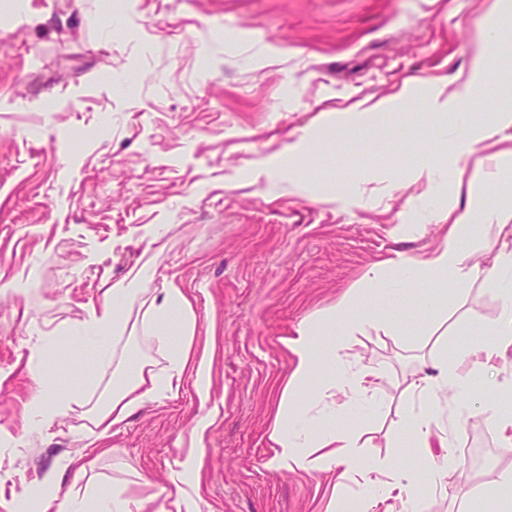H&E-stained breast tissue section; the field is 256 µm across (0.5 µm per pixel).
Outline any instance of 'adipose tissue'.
<instances>
[{
	"mask_svg": "<svg viewBox=\"0 0 512 512\" xmlns=\"http://www.w3.org/2000/svg\"><path fill=\"white\" fill-rule=\"evenodd\" d=\"M495 67L487 53L478 54L472 61L466 78L451 94L435 90L427 100L432 114L451 115L448 127L435 142L431 159L421 161L414 170L416 179H423L437 189H445L449 179H462L467 162L476 145L499 146V153L487 156L488 164L512 165V149H503L506 130L512 129V107L472 116L469 105L481 100L486 79ZM398 97L378 101L371 106L355 104L340 119L324 130L326 137L352 132L362 140H369L373 132L371 117L376 112L395 111ZM432 219L447 225V234L423 256H401L393 262L372 265L365 275V290L345 294L323 315L302 324L286 346L292 355L293 369L278 395L277 410L271 425L269 439L274 455L271 466L281 472L315 470L343 475L366 474L368 494L360 500L361 512H373L376 506L389 499L400 500L404 512H428L430 503L422 498L420 487L430 494L441 490L454 469L456 461L447 452L448 434L440 426L444 410L441 394L451 391L455 416L464 420L473 404L488 405L497 389L495 382H487L482 394H474L472 385L476 373H491L501 351L512 348V205L499 203L480 208L456 205L432 211ZM496 229L507 235L490 266H482V249L478 230ZM402 273L403 281H415L432 289L429 298L432 307L443 303L447 285L465 289L478 279L491 281L501 295L504 306L500 315L484 332L486 342L463 351L462 357L471 361L472 369L464 371L457 364L441 358L431 364L430 372L418 380L416 390L420 410L411 421L416 445L420 450L418 469L399 467L396 462L368 460L359 444L357 432L342 429V422L352 416L354 404H369L375 399L383 375L372 364L362 363L348 351V339L354 333L372 326L373 319L367 304L368 293H389L386 281L389 267ZM154 277L152 261L133 268L120 281L104 285L102 300L94 308L86 330L99 343L102 355L111 352L112 340L120 339L126 321V309L144 307L143 332L145 337L164 352L166 363L154 367L148 359L119 358L117 373L122 380L113 391L111 401L94 412L91 423V442L105 448L115 426L123 423L146 403L166 396L175 383L187 372L203 375L204 362L192 353V308L188 297L175 287L149 291ZM336 328V340L330 346L319 343L326 325ZM48 353L35 350L30 357V372L37 386L32 410L27 414L29 424L48 429L64 412L65 403L49 396L44 376ZM328 368L330 377L318 389H310L309 380L320 368ZM445 448L443 464H435L434 447ZM41 512H149V502L115 492L92 498L76 494L60 495L52 478H45L33 490Z\"/></svg>",
	"mask_w": 512,
	"mask_h": 512,
	"instance_id": "adipose-tissue-1",
	"label": "adipose tissue"
}]
</instances>
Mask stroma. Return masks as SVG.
<instances>
[{
    "instance_id": "stroma-1",
    "label": "stroma",
    "mask_w": 512,
    "mask_h": 512,
    "mask_svg": "<svg viewBox=\"0 0 512 512\" xmlns=\"http://www.w3.org/2000/svg\"><path fill=\"white\" fill-rule=\"evenodd\" d=\"M0 0V512H20L53 475L61 492L129 488L153 497L178 478L199 512H325L362 478L268 467L280 384L292 370L284 339L307 318L364 288L368 268L417 256L443 231L426 215L448 205L413 181L442 121L425 100L451 90L486 47L480 22L498 0ZM413 90L376 115L369 143L328 141L332 111ZM301 142L310 189H266ZM152 287L192 303L193 351L167 398L115 429L83 476L60 469L86 444L90 417L118 384L113 363L87 359L81 327L103 283L143 255ZM403 285V284H402ZM403 285L372 307L376 324L349 339L382 370L379 403L355 420L375 458L413 468L405 424L419 410L422 362L481 342L501 311L488 285L448 292ZM57 400L78 397L47 431L29 429L27 364L44 337ZM457 468L430 512H501L512 471L490 414L455 424Z\"/></svg>"
}]
</instances>
